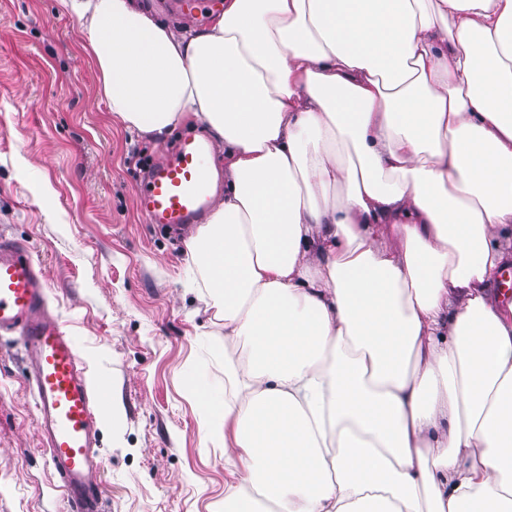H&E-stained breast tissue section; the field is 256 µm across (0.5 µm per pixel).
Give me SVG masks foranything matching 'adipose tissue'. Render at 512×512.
<instances>
[{"instance_id": "1", "label": "adipose tissue", "mask_w": 512, "mask_h": 512, "mask_svg": "<svg viewBox=\"0 0 512 512\" xmlns=\"http://www.w3.org/2000/svg\"><path fill=\"white\" fill-rule=\"evenodd\" d=\"M155 140L204 123L224 512H512V0H58ZM156 14L165 20L178 24H187L198 28L204 27L208 20L223 9L224 0H182L181 12L175 13L164 0H149Z\"/></svg>"}]
</instances>
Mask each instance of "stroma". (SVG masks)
I'll use <instances>...</instances> for the list:
<instances>
[{"label": "stroma", "mask_w": 512, "mask_h": 512, "mask_svg": "<svg viewBox=\"0 0 512 512\" xmlns=\"http://www.w3.org/2000/svg\"><path fill=\"white\" fill-rule=\"evenodd\" d=\"M165 20L204 27L224 0ZM76 18L56 0H0V234L29 245L53 312L114 407L100 424L106 512H224V449L190 380L224 385V323L207 308L186 235L146 224L137 158L167 141L128 131L100 93ZM26 361L0 339V512H64L40 445Z\"/></svg>", "instance_id": "stroma-1"}]
</instances>
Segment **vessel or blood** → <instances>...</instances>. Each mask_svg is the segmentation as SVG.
I'll return each mask as SVG.
<instances>
[{
    "mask_svg": "<svg viewBox=\"0 0 512 512\" xmlns=\"http://www.w3.org/2000/svg\"><path fill=\"white\" fill-rule=\"evenodd\" d=\"M213 142L187 134L149 166L136 196L147 223L179 228L208 215L213 180L203 159ZM16 337L29 362L36 422L66 512H101L98 427L106 401L93 386L76 339L48 304L47 283L27 246L0 237V337Z\"/></svg>",
    "mask_w": 512,
    "mask_h": 512,
    "instance_id": "b4317fda",
    "label": "vessel or blood"
}]
</instances>
